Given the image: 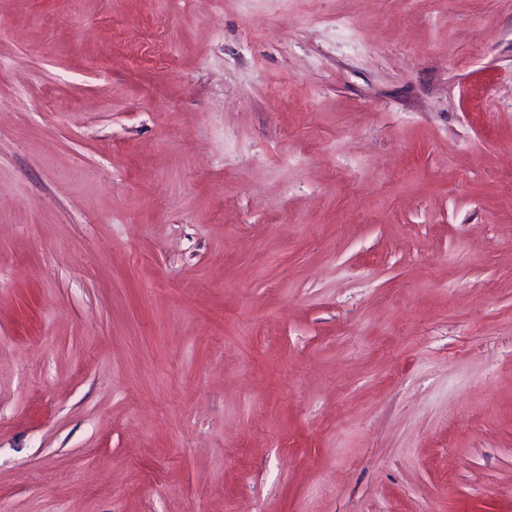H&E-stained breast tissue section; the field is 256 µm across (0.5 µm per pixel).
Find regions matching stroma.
I'll use <instances>...</instances> for the list:
<instances>
[{"label": "stroma", "mask_w": 512, "mask_h": 512, "mask_svg": "<svg viewBox=\"0 0 512 512\" xmlns=\"http://www.w3.org/2000/svg\"><path fill=\"white\" fill-rule=\"evenodd\" d=\"M512 512V0H0V512Z\"/></svg>", "instance_id": "1"}]
</instances>
